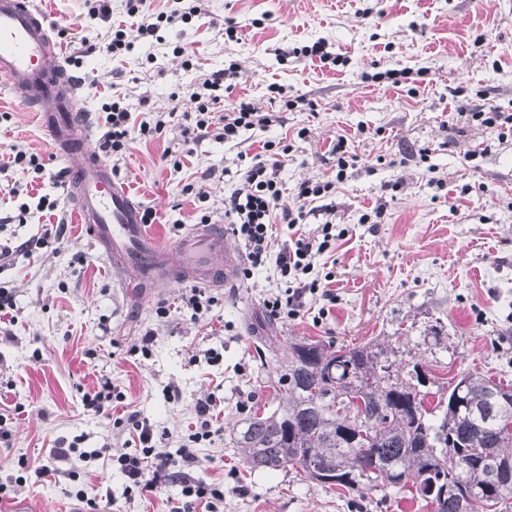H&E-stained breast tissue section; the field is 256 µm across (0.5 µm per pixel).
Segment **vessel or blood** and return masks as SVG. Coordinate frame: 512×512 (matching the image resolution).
Segmentation results:
<instances>
[{
    "label": "vessel or blood",
    "mask_w": 512,
    "mask_h": 512,
    "mask_svg": "<svg viewBox=\"0 0 512 512\" xmlns=\"http://www.w3.org/2000/svg\"><path fill=\"white\" fill-rule=\"evenodd\" d=\"M0 82L34 109L58 156L71 160L69 196L78 224L130 293L146 295L157 281L219 285L231 281L241 254L220 227L184 235L174 250L149 233L144 209L94 149L82 105V84L36 0H0Z\"/></svg>",
    "instance_id": "b4317fda"
}]
</instances>
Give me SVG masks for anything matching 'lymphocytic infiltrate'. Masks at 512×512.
Returning <instances> with one entry per match:
<instances>
[{
  "mask_svg": "<svg viewBox=\"0 0 512 512\" xmlns=\"http://www.w3.org/2000/svg\"><path fill=\"white\" fill-rule=\"evenodd\" d=\"M124 8L130 22L117 25L113 30L107 46L111 53L132 51L146 38L162 42L161 30L164 26L178 20L188 21L199 11L197 5H185L184 0H173L172 6L166 11L157 10L153 0H125ZM234 75L235 70L230 67L206 79V86L215 91L208 100H199L197 92H190V99L196 100L198 106L189 125L183 129L186 139L197 141L212 136L230 143L236 141L243 130L263 129L272 123L271 113L258 111L246 101L225 102L223 96L218 95V87ZM219 107L223 108L224 116L222 127L217 128L213 125V119ZM106 126L99 148L117 157L125 153L130 141L137 138L147 140L161 134L165 123L161 120L152 126L144 122L136 123L132 113L115 100L108 106ZM287 153V146L269 140L263 142L261 152L241 165V185L224 200V222L232 236L243 241L248 250L249 264L242 271L243 279H250L254 269L263 266L268 257H275L280 274L288 280L289 286L285 293L265 299L264 305L272 317L295 319L303 308L305 295L318 294L322 286L321 280L314 278L312 271L316 255L325 252L331 245L332 224L328 221L323 223L321 238L296 237L275 253L271 250L272 222L278 218L293 228L305 223L309 217L321 214L322 209L317 201L330 193L334 184L330 181H304L296 189L293 207H284L278 171ZM214 406L215 400L210 396L197 401L198 427L188 435L175 460L160 451L153 427L135 415L129 416L127 423L139 440L136 452L116 455L108 447L87 451L82 449V439L77 436L68 447L57 449L55 458L68 462L65 475L73 479L77 472L70 467L72 461L97 460L112 455L127 479L128 490L150 492L159 483L168 481L181 487V496L172 502L169 512H218L219 504L224 501L223 484H203L189 473L190 468L199 463L196 443L210 439L215 434L212 419Z\"/></svg>",
  "mask_w": 512,
  "mask_h": 512,
  "instance_id": "1",
  "label": "lymphocytic infiltrate"
}]
</instances>
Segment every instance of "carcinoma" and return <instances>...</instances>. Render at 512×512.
Instances as JSON below:
<instances>
[{
  "mask_svg": "<svg viewBox=\"0 0 512 512\" xmlns=\"http://www.w3.org/2000/svg\"><path fill=\"white\" fill-rule=\"evenodd\" d=\"M286 362L277 408L254 413L235 430L252 470L287 466L349 494L415 486L433 512H509L512 487L499 488L489 462L512 457V382L460 373L464 387L428 407L418 363L402 377L393 349L380 344L261 345ZM434 494H428V491Z\"/></svg>",
  "mask_w": 512,
  "mask_h": 512,
  "instance_id": "cac0c4a2",
  "label": "carcinoma"
}]
</instances>
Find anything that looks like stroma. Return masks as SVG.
Returning <instances> with one entry per match:
<instances>
[{
    "label": "stroma",
    "instance_id": "stroma-1",
    "mask_svg": "<svg viewBox=\"0 0 512 512\" xmlns=\"http://www.w3.org/2000/svg\"><path fill=\"white\" fill-rule=\"evenodd\" d=\"M106 3L104 21L89 19L85 0H38L71 72L84 79L96 134L105 133L102 106L115 97L139 120L165 119L160 136L134 141L115 162L133 197L154 212L150 229L163 244L175 246L200 211L223 223L224 197L240 185L238 154L258 153L265 140L288 145L280 179L289 207L300 183L335 180L330 150L347 138L357 162L324 199L338 237L314 267L331 274L334 298L306 297L298 319L270 320L264 299L286 289L271 260L250 280L211 289L216 302L198 321L182 307L185 285L131 295L74 221L58 180L69 161L54 153L37 113L0 84V166L16 147L42 164L0 175V244L31 245L30 257L0 260V289L19 311L17 321L0 318V417L11 433L0 442V476L25 478L0 502L79 512L80 486L99 512H168L178 486L127 494L119 467L103 459L80 464L73 482L54 474V452L78 435L88 448L134 451L135 433L113 421L135 414L167 431L162 450L176 454L197 423V400L210 396L218 432L197 444L192 474L223 482V512H430L407 488L352 495L288 468L251 470L231 431L256 406H277V366L256 349L268 334L283 344L388 345L400 372L427 366L433 399L446 378L468 369L512 381V134L457 113L462 102L512 113V0H201L198 17L165 29V44L120 54L106 45L126 18L124 2ZM231 25L241 40L228 39ZM318 40L345 64L294 57L293 48ZM230 66L237 75L225 99L277 113L278 122L232 143L185 141L182 115L195 105L179 90H201ZM404 69L412 77L396 87L370 79ZM43 196L58 200L57 210L41 209ZM377 207L378 223H360ZM58 222L67 226L63 242L44 245L47 225ZM161 305L167 317L157 315ZM148 331L149 356L135 354ZM210 348L219 362L206 361ZM106 379L124 395L108 419L82 402ZM45 467L49 475L36 478Z\"/></svg>",
    "mask_w": 512,
    "mask_h": 512
}]
</instances>
